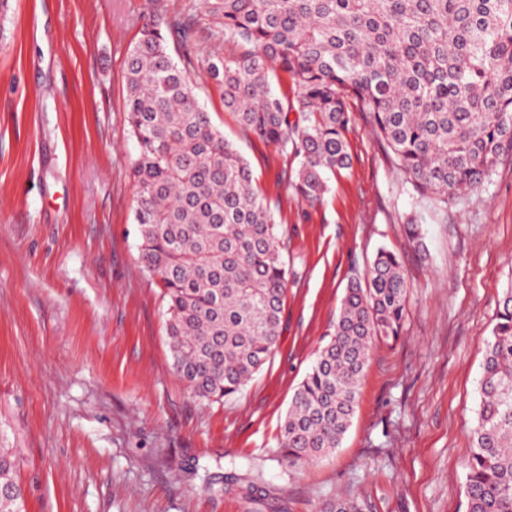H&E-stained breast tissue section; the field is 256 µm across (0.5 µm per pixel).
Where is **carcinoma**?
Returning a JSON list of instances; mask_svg holds the SVG:
<instances>
[{"label":"carcinoma","mask_w":512,"mask_h":512,"mask_svg":"<svg viewBox=\"0 0 512 512\" xmlns=\"http://www.w3.org/2000/svg\"><path fill=\"white\" fill-rule=\"evenodd\" d=\"M147 0L126 60L124 112L140 259L167 302L175 372L194 396L242 392L282 334L288 240L278 201L199 103L194 75L285 164L283 192L314 206L350 166V101L414 191L438 206L478 188L512 153V0ZM214 48L198 51L200 20ZM292 86L294 99L272 90ZM299 160L293 169L286 160ZM408 284L381 249L351 281L330 339L294 393L276 451L290 465L333 453L354 416L370 352L399 336ZM471 433L467 512H512V292L496 316ZM17 461L0 448V512H25ZM322 512H363L356 499Z\"/></svg>","instance_id":"carcinoma-1"}]
</instances>
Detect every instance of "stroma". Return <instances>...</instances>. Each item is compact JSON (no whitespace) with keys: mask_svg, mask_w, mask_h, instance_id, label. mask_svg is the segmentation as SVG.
<instances>
[{"mask_svg":"<svg viewBox=\"0 0 512 512\" xmlns=\"http://www.w3.org/2000/svg\"><path fill=\"white\" fill-rule=\"evenodd\" d=\"M0 15V447L27 512H466V453L496 312L512 292V153L448 207L418 196L364 113L350 169L322 205L281 195L296 277L263 370L224 402L178 379L163 290L145 270L129 168L125 61L145 0H9ZM199 101L280 195L282 161L243 135L215 87ZM421 227L422 246L406 225ZM410 295L399 338L375 348L333 455L289 466L279 424L379 248ZM254 482L252 504L227 490Z\"/></svg>","mask_w":512,"mask_h":512,"instance_id":"35a3bbf8","label":"stroma"}]
</instances>
